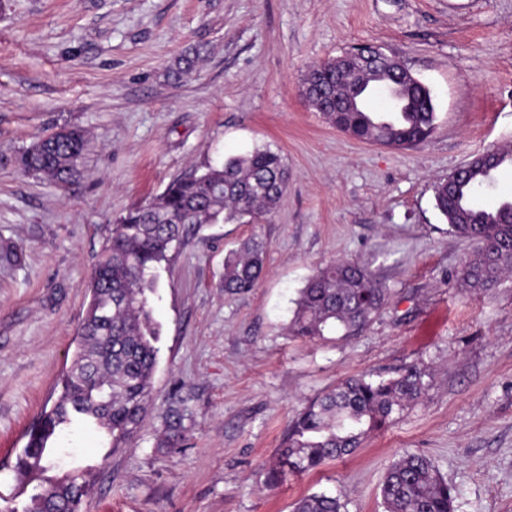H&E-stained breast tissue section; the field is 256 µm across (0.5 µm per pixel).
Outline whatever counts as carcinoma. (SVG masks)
<instances>
[{"instance_id":"carcinoma-1","label":"carcinoma","mask_w":512,"mask_h":512,"mask_svg":"<svg viewBox=\"0 0 512 512\" xmlns=\"http://www.w3.org/2000/svg\"><path fill=\"white\" fill-rule=\"evenodd\" d=\"M388 76L368 79L371 91L382 89L390 100L383 112H325L336 129L362 141L404 148L429 138L436 112L430 90L410 77L394 86H380ZM85 131L63 127L35 140L18 154L14 166L23 173L65 185L78 173L85 150ZM488 161L470 165L458 180L448 177L434 186L435 206L456 235L476 239L479 251L467 259L462 287L478 293L512 272V202L479 209L474 192L491 184L494 173L512 167V150L484 153ZM288 168L283 156L255 148L221 164L209 160L191 175L169 182L154 200L128 210L112 225L88 284L90 300L80 328V342L68 371L60 379L55 406L44 413L30 434L13 470L33 480L58 462L55 446L71 425L97 427L118 448L132 438L151 392L159 336L148 293L157 287L156 269L189 230L206 224L254 222L284 200ZM264 246L249 238L224 257V291L244 293L263 273ZM386 289L370 264L337 260L319 268L300 289L288 332L293 336L347 338L360 333L379 314ZM429 376L422 364H411L389 378L351 377L311 401L293 420L275 452L267 481L277 484L291 473L316 470L352 454L370 434L381 431L425 393ZM165 443L184 436L182 415L165 417ZM88 486L65 476L31 498L25 512H78ZM384 512H454L448 484L427 457L407 453L391 465L381 485ZM340 499L313 493L295 512H342Z\"/></svg>"}]
</instances>
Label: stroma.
Here are the masks:
<instances>
[{
    "instance_id": "stroma-1",
    "label": "stroma",
    "mask_w": 512,
    "mask_h": 512,
    "mask_svg": "<svg viewBox=\"0 0 512 512\" xmlns=\"http://www.w3.org/2000/svg\"><path fill=\"white\" fill-rule=\"evenodd\" d=\"M358 45L398 58L432 92L436 129L395 149L336 130L305 100L316 63ZM200 59L178 74L190 51ZM63 126L87 131L66 187L10 162ZM512 144V0H0V512H24L67 474L80 512H293L305 495L344 512H383L379 487L404 453L429 458L455 512H512V276L461 288L476 245L450 231L433 187L493 146ZM280 152L288 193L252 223L189 235L149 295L161 326L147 414L113 447L70 428L39 480L13 465L59 396L109 227L204 161ZM265 246L244 294L222 288L224 256ZM338 259L370 262L388 301L357 336L290 335L307 279ZM422 362L425 394L354 455L271 485L291 420L350 376ZM184 414L180 447L162 415Z\"/></svg>"
}]
</instances>
